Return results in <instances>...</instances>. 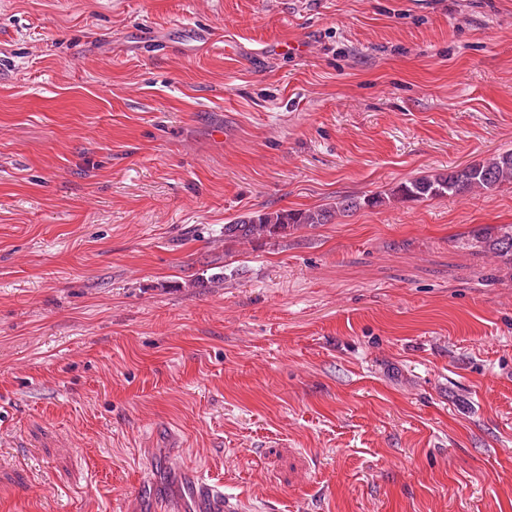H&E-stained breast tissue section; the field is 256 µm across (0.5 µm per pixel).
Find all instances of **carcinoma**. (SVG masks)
I'll use <instances>...</instances> for the list:
<instances>
[{
  "instance_id": "1",
  "label": "carcinoma",
  "mask_w": 512,
  "mask_h": 512,
  "mask_svg": "<svg viewBox=\"0 0 512 512\" xmlns=\"http://www.w3.org/2000/svg\"><path fill=\"white\" fill-rule=\"evenodd\" d=\"M505 184H512V150L493 154L461 168H450L446 172H435L401 182L386 196H348L325 208H264L252 211L224 225V242L249 244L265 239L285 238L292 231L330 224L337 216L363 207L487 193ZM484 243L505 264H512V227L484 239Z\"/></svg>"
}]
</instances>
